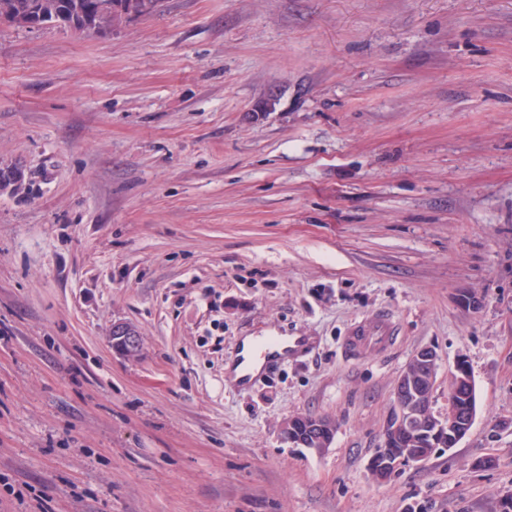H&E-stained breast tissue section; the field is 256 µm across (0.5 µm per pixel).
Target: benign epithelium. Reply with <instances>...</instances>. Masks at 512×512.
<instances>
[{
  "instance_id": "7a95c632",
  "label": "benign epithelium",
  "mask_w": 512,
  "mask_h": 512,
  "mask_svg": "<svg viewBox=\"0 0 512 512\" xmlns=\"http://www.w3.org/2000/svg\"><path fill=\"white\" fill-rule=\"evenodd\" d=\"M112 345L116 351L124 356L132 357L137 354L141 346V336L138 331L128 324L118 323L112 327ZM439 360L436 352L425 347L414 354L402 371L396 392L392 411L387 419L384 439L381 448L371 461V471L379 480L386 479L401 460L422 464L427 457L419 454L404 455L393 458L388 451L387 443L398 437H408L417 434V430L424 420L429 408L431 392L435 383ZM464 382L473 385L472 377L467 369L465 360L456 361L454 370L450 372V390ZM475 417V412L466 413L456 407L453 395H448V419L442 420L434 417L436 425L435 434L448 432V446H455L468 433ZM334 431V423L320 417L309 421L306 426L293 417L284 424V438L303 448L326 449L331 444L330 436Z\"/></svg>"
}]
</instances>
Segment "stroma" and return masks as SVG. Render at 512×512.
<instances>
[{
    "mask_svg": "<svg viewBox=\"0 0 512 512\" xmlns=\"http://www.w3.org/2000/svg\"><path fill=\"white\" fill-rule=\"evenodd\" d=\"M0 169L32 182L0 191V512H499L512 493V0L2 25ZM381 314L393 342L351 356L347 328ZM267 336L301 343L235 380ZM424 347L433 411L462 357L476 417L377 480ZM294 415L331 419L329 448L286 442ZM112 345L118 353L132 357L140 349L141 336L132 326L118 323L112 327Z\"/></svg>",
    "mask_w": 512,
    "mask_h": 512,
    "instance_id": "1",
    "label": "stroma"
}]
</instances>
